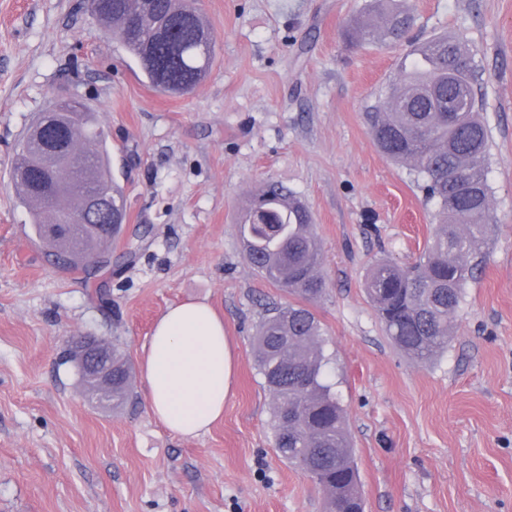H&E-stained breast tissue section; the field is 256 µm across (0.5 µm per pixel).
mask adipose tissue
I'll use <instances>...</instances> for the list:
<instances>
[{
  "mask_svg": "<svg viewBox=\"0 0 512 512\" xmlns=\"http://www.w3.org/2000/svg\"><path fill=\"white\" fill-rule=\"evenodd\" d=\"M235 365L224 322L207 303L171 306L144 351L147 406L173 433L197 437L223 414Z\"/></svg>",
  "mask_w": 512,
  "mask_h": 512,
  "instance_id": "obj_1",
  "label": "adipose tissue"
}]
</instances>
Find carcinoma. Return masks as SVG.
Instances as JSON below:
<instances>
[{
    "label": "carcinoma",
    "mask_w": 512,
    "mask_h": 512,
    "mask_svg": "<svg viewBox=\"0 0 512 512\" xmlns=\"http://www.w3.org/2000/svg\"><path fill=\"white\" fill-rule=\"evenodd\" d=\"M99 0L97 19L117 36L142 77L169 94L192 92L208 74L215 36L194 2ZM408 13L392 8L384 14L383 36L401 40ZM476 65L468 47L443 34L417 46L402 65L399 80L384 100L364 113L375 145L390 159L406 164L421 180L426 198L436 205L438 230L425 256L412 266L378 262L365 276V291L387 334L402 351L421 363L448 348L452 316L473 277L476 258L490 228V195L486 177L488 132L479 118ZM65 143L55 138L31 150L25 159L21 191L29 207L32 229L53 247L63 267H78L86 253L54 247L44 229L76 217L75 226L88 239L115 240L126 211L117 219L85 212L84 184L68 187L66 169L54 176L57 192L44 195L35 157L40 153H75L81 143L97 150V186L112 202H125L124 190L110 169L107 136L93 113L80 109L68 122ZM265 203L280 235L265 224H251L257 203ZM240 233L258 275L291 297L259 325L254 336L255 362L275 396L273 447L293 468L311 477L326 493L329 512H364L358 490L346 416L328 381L321 325L310 304L326 290L320 273L321 244L309 211L284 187L269 183L246 208ZM128 358L112 348V408L132 396Z\"/></svg>",
    "instance_id": "obj_1"
}]
</instances>
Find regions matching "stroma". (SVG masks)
Here are the masks:
<instances>
[{"label":"stroma","mask_w":512,"mask_h":512,"mask_svg":"<svg viewBox=\"0 0 512 512\" xmlns=\"http://www.w3.org/2000/svg\"><path fill=\"white\" fill-rule=\"evenodd\" d=\"M407 40L352 42L377 0H196L216 38L187 95L142 80L83 0H0V512H326L273 448L274 397L252 337L288 302L242 247L238 218L277 181L312 212L327 288L312 305L345 411L365 512H512V0H396ZM471 49L490 134L493 232L425 364L387 336L365 291L376 261L405 267L435 233L408 166L363 114L410 43ZM82 96L108 132L127 219L94 275L59 268L32 232L12 165L30 122ZM211 305L237 354L224 416L196 438L149 412L139 368L168 306ZM118 344L133 401L99 407L59 355L71 337Z\"/></svg>","instance_id":"1"}]
</instances>
